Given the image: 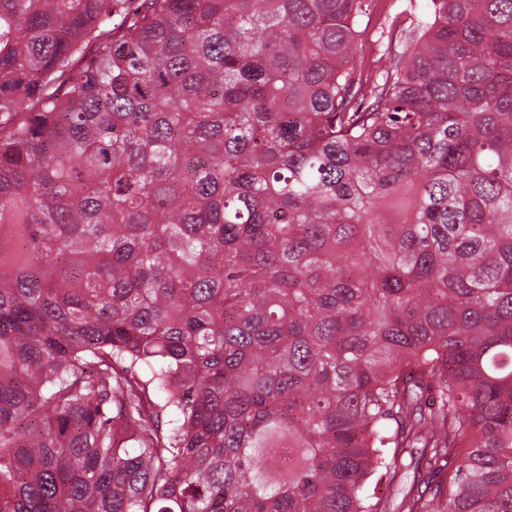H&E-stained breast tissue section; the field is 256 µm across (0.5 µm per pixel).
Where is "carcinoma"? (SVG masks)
<instances>
[{"label":"carcinoma","instance_id":"obj_1","mask_svg":"<svg viewBox=\"0 0 512 512\" xmlns=\"http://www.w3.org/2000/svg\"><path fill=\"white\" fill-rule=\"evenodd\" d=\"M372 12L0 0V512H512V0Z\"/></svg>","mask_w":512,"mask_h":512}]
</instances>
